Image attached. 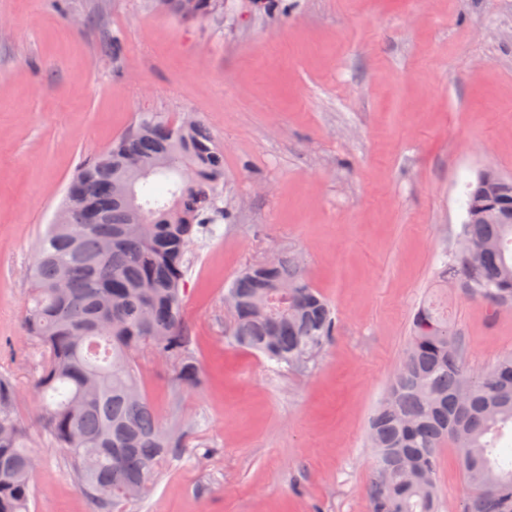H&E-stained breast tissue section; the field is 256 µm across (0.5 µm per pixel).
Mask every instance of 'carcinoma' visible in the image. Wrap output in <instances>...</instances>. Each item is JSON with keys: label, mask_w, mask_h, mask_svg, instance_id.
I'll return each instance as SVG.
<instances>
[{"label": "carcinoma", "mask_w": 512, "mask_h": 512, "mask_svg": "<svg viewBox=\"0 0 512 512\" xmlns=\"http://www.w3.org/2000/svg\"><path fill=\"white\" fill-rule=\"evenodd\" d=\"M181 22L224 26V0H150ZM467 184L456 286L474 300L512 307V183ZM163 182L166 194L149 189ZM224 154L193 119L172 125L140 116L103 153L83 162L47 225L35 264L24 330L41 355L35 380L44 433L68 454L79 490L99 512H127L181 440L144 393L135 356L176 362L175 384L192 390L200 370L183 316L189 247L216 236L224 210ZM228 341L283 371L302 370L333 341L337 319L282 253L250 264L231 282ZM465 343L437 304L414 313L403 361L369 422L376 467L369 512H439L437 468L448 442L467 492L461 512H512V353L489 369L463 367ZM0 378V512H30L35 458Z\"/></svg>", "instance_id": "obj_1"}]
</instances>
